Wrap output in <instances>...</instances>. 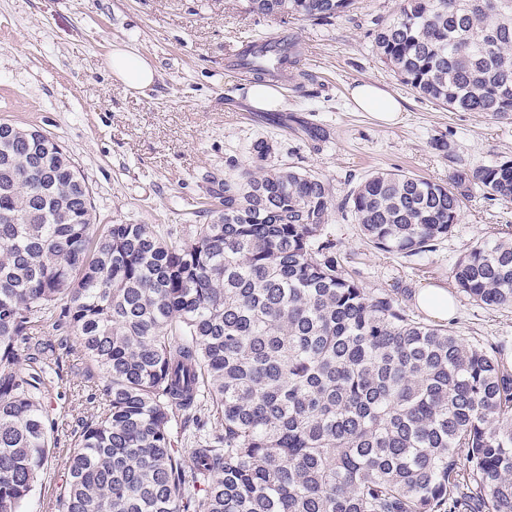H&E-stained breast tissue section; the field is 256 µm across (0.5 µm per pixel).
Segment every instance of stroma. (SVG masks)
<instances>
[{
  "label": "stroma",
  "instance_id": "1",
  "mask_svg": "<svg viewBox=\"0 0 512 512\" xmlns=\"http://www.w3.org/2000/svg\"><path fill=\"white\" fill-rule=\"evenodd\" d=\"M398 0H357L333 24L282 23L249 13L245 0H0V120L39 128L58 140L92 191L103 224H152L188 231L206 222L229 162L248 160L258 139L273 146L271 163L327 179L336 198L370 172H411L447 181L455 165L474 168L512 158V119L450 112L402 85L372 49L377 19ZM299 42V67L277 88L279 108L251 107V75L230 69L224 51L259 36ZM145 56L157 71L152 86L132 90L110 76L113 46ZM371 82L402 105L384 124L357 108L356 84ZM323 130L310 138L306 130ZM447 141L450 156L436 150ZM328 230L349 255L364 288H404L415 306L420 289L453 290L450 269L477 241L512 233V202L466 201L461 219L434 251L406 257L374 249L357 224L334 215ZM451 326L469 343H502L512 364V309H489L455 293ZM56 367L42 401L55 450L26 512H57L63 462L106 397L94 362L66 325L48 320L29 348Z\"/></svg>",
  "mask_w": 512,
  "mask_h": 512
}]
</instances>
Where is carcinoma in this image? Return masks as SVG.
I'll use <instances>...</instances> for the list:
<instances>
[{"mask_svg": "<svg viewBox=\"0 0 512 512\" xmlns=\"http://www.w3.org/2000/svg\"><path fill=\"white\" fill-rule=\"evenodd\" d=\"M355 0H247L261 17L331 22ZM373 48L443 109L512 116V0H400ZM259 81L288 78L296 44ZM224 175L189 234L98 224L58 141L0 128V363L65 301L105 382L106 408L65 462L58 512H512V369L498 346L428 324L369 291L326 231L350 215L376 249H435L463 199L512 202V159L440 183L374 171L336 202L330 183L268 164ZM478 305L512 308V235L450 271ZM47 366L0 374V512H23L52 442ZM207 406L221 433L185 462L176 417Z\"/></svg>", "mask_w": 512, "mask_h": 512, "instance_id": "carcinoma-1", "label": "carcinoma"}]
</instances>
